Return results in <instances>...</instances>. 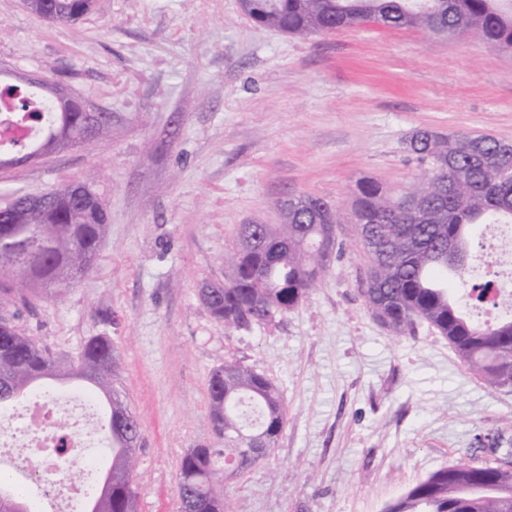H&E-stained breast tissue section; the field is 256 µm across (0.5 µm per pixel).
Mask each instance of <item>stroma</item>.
<instances>
[{"label":"stroma","mask_w":512,"mask_h":512,"mask_svg":"<svg viewBox=\"0 0 512 512\" xmlns=\"http://www.w3.org/2000/svg\"><path fill=\"white\" fill-rule=\"evenodd\" d=\"M3 69L112 116L80 146L0 169V205L75 183L104 205L94 268L8 313L56 359L111 339L113 384L141 428L138 512H179L184 453L223 450L207 384L229 358L280 389L287 418L264 461L219 484L230 512H382L512 429V394L447 339L424 323L396 335L368 311L352 206L363 177L410 191L415 130L512 143V53L377 24L303 38L259 26L241 0H93L72 23L0 0ZM302 194L335 206L342 257L284 317L225 331L201 285L223 281L240 225L280 223L278 201Z\"/></svg>","instance_id":"stroma-1"}]
</instances>
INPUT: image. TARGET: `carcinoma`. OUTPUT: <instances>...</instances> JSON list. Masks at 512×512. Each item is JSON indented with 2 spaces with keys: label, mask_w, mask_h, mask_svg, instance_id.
<instances>
[{
  "label": "carcinoma",
  "mask_w": 512,
  "mask_h": 512,
  "mask_svg": "<svg viewBox=\"0 0 512 512\" xmlns=\"http://www.w3.org/2000/svg\"><path fill=\"white\" fill-rule=\"evenodd\" d=\"M258 24L307 36L364 23L396 28L424 27L437 35L471 36L491 51L512 52V0H242ZM38 12L61 22L78 18L73 0H38ZM13 98L15 118L34 122L38 138L17 145L0 137V162L58 135L68 145L82 143L110 125L100 114L92 125L78 112H60L43 90L0 82V94ZM407 148L422 173L412 192L394 198L371 179L352 190L357 233L368 257L360 289L371 314L398 335L413 336L424 322L448 339L464 366L488 385L512 392V293L501 291L494 305L509 315L496 322H475L454 298L446 282L461 281L468 263L449 264L448 252L470 257V243L481 224H512V143L490 135L439 133L420 129ZM50 211H38L26 224L9 229L0 244V405L14 400L48 376H75L92 385L118 408L108 429L131 425L139 441L140 424L112 390L117 357L111 340L93 336L78 365H61L21 335L5 308L29 285L68 288L92 266L106 230L101 203L78 207L57 191ZM283 223L260 226V250L237 244L224 257L230 274L224 287L199 295L224 330H248L297 307L341 257L343 243L325 246L320 225L338 223L334 206L318 196H301L283 205ZM210 419L224 438V458L237 448L275 444L286 425L279 389L264 374L237 359L224 360L208 381ZM216 450L191 449L179 466L181 512H225L214 492L220 473ZM135 449L112 446L108 469L89 512H137L133 487ZM383 512H512V468L492 461L441 467L419 480Z\"/></svg>",
  "instance_id": "carcinoma-1"
}]
</instances>
